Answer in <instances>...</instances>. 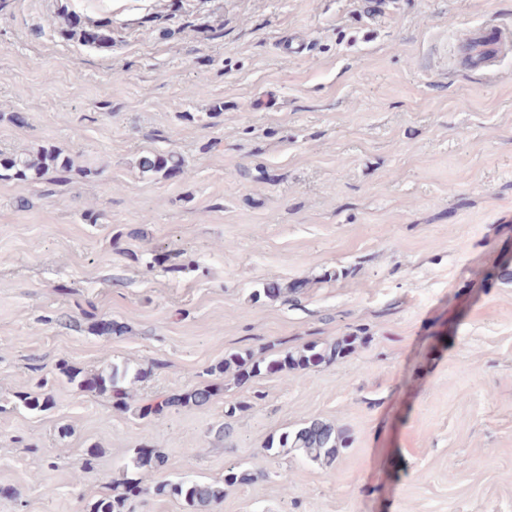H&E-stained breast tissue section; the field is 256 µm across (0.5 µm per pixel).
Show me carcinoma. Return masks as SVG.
I'll return each mask as SVG.
<instances>
[{"label":"carcinoma","mask_w":512,"mask_h":512,"mask_svg":"<svg viewBox=\"0 0 512 512\" xmlns=\"http://www.w3.org/2000/svg\"><path fill=\"white\" fill-rule=\"evenodd\" d=\"M64 34L77 37L84 42H93L99 46L111 41L110 35L100 28L88 29L71 27ZM138 166L144 172L163 173L165 175L186 174V161L176 152L169 151L144 155ZM85 173V169L75 163V159L53 146H40L37 149L21 153L3 155L0 153V179L36 180L55 182L72 172ZM360 336H342L332 342L312 343L296 349H284L270 357H259L251 352L232 353L224 361L211 368L213 374H230L243 381L262 375H286L298 369H309L331 364L352 354ZM59 373L67 383L81 391L110 395L120 407L128 406L132 399L130 388L124 385L127 371L114 365L109 370L86 373L67 364L59 366ZM47 382L37 381L25 391L16 394L18 403L28 411L44 412L54 405L52 395L46 391ZM215 395L210 385L196 386L181 393L159 396L145 401L139 406V416L143 419H158L165 411L187 406H204ZM348 447V435L345 429L320 419L310 420L294 430L284 431L267 440L264 451L270 455L298 452L312 461L325 466L332 465L340 449ZM138 470H163L169 466L168 456L157 448L147 451L139 448L132 459ZM259 477V472L232 466L224 473V480L209 482L188 477L162 483L154 487L158 495L173 496L184 501L188 512H212L215 504L224 499V487L251 483ZM146 491L142 480L123 474L112 481V493L96 500L90 506V512H126L128 502Z\"/></svg>","instance_id":"cac0c4a2"}]
</instances>
